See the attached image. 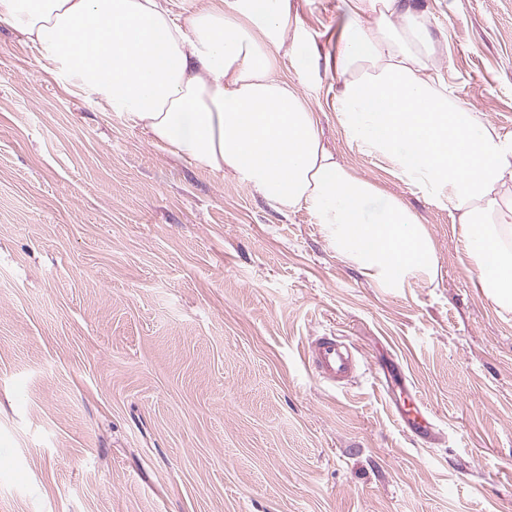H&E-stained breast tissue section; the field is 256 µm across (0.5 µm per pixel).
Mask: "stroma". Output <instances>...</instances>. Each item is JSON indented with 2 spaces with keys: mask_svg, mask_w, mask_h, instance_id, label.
Masks as SVG:
<instances>
[{
  "mask_svg": "<svg viewBox=\"0 0 512 512\" xmlns=\"http://www.w3.org/2000/svg\"><path fill=\"white\" fill-rule=\"evenodd\" d=\"M415 2L456 108L512 132V0ZM283 4L278 76L417 213L436 277L379 287L308 210L175 160L0 23V512H512V313L456 216L346 137L347 0ZM326 333L358 351L346 384L306 365ZM390 361L434 441L397 423Z\"/></svg>",
  "mask_w": 512,
  "mask_h": 512,
  "instance_id": "1",
  "label": "stroma"
}]
</instances>
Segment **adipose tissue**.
<instances>
[{
    "mask_svg": "<svg viewBox=\"0 0 512 512\" xmlns=\"http://www.w3.org/2000/svg\"><path fill=\"white\" fill-rule=\"evenodd\" d=\"M336 52L348 139L457 216L480 288L512 313V132L458 111L408 0H350ZM65 89L129 118L174 159L231 175L282 210H310L329 245L385 288L436 275L416 214L322 143L308 101L277 75L293 26L278 0H219L180 24L169 0H0Z\"/></svg>",
    "mask_w": 512,
    "mask_h": 512,
    "instance_id": "ef3b65f1",
    "label": "adipose tissue"
}]
</instances>
